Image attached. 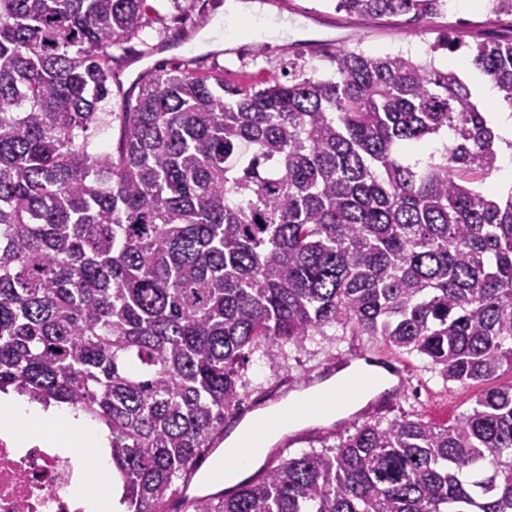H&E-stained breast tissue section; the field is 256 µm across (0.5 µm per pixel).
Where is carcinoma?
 Wrapping results in <instances>:
<instances>
[{
    "label": "carcinoma",
    "instance_id": "obj_1",
    "mask_svg": "<svg viewBox=\"0 0 512 512\" xmlns=\"http://www.w3.org/2000/svg\"><path fill=\"white\" fill-rule=\"evenodd\" d=\"M422 26L448 0H336ZM148 0H0V392L110 432L125 512H512V193L470 81L342 49L259 88L175 68L103 102ZM512 108V39L480 43ZM119 121L117 146L89 129ZM379 336L484 383L451 424L365 421L226 495L179 484L259 345Z\"/></svg>",
    "mask_w": 512,
    "mask_h": 512
}]
</instances>
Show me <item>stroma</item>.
Returning a JSON list of instances; mask_svg holds the SVG:
<instances>
[{
  "mask_svg": "<svg viewBox=\"0 0 512 512\" xmlns=\"http://www.w3.org/2000/svg\"><path fill=\"white\" fill-rule=\"evenodd\" d=\"M225 0H150L157 11L138 35L127 42L126 61L131 72L155 67H178L193 63L200 72H223L235 84L247 85L269 78L287 82L290 74L318 71L331 74V55L340 49L360 48L376 55L405 53L424 57L441 32H449L458 44L455 52H440L439 68L460 67L469 74V60L482 42L512 36V22L490 20L486 10L469 11L451 4L445 14L418 27L404 17L385 15L359 17L336 7V0H254L261 11L275 19L287 20L288 34L274 40L241 35V22L227 17L224 26L233 38L210 51L198 48L213 25ZM386 352V345L371 336L317 338L304 348L278 350L264 347L250 355L240 369L244 405L265 401L270 388L287 379L289 388L304 387L307 378L332 368L337 360L355 351ZM396 360L411 372L408 385L400 392L394 410L379 413L382 421L403 415L437 424H449L467 407L480 387L443 382L429 361L417 354L395 352Z\"/></svg>",
  "mask_w": 512,
  "mask_h": 512,
  "instance_id": "1",
  "label": "stroma"
}]
</instances>
